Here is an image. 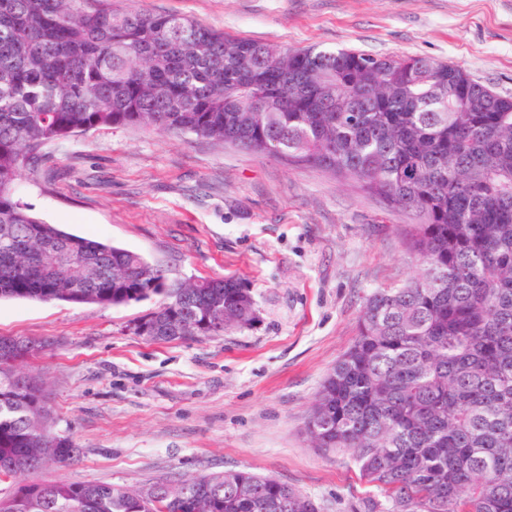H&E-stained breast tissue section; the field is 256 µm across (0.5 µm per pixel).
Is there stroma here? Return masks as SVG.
Segmentation results:
<instances>
[{"label": "stroma", "mask_w": 512, "mask_h": 512, "mask_svg": "<svg viewBox=\"0 0 512 512\" xmlns=\"http://www.w3.org/2000/svg\"><path fill=\"white\" fill-rule=\"evenodd\" d=\"M291 50L348 48L464 67L512 96V0H112ZM15 194L42 221L138 252L173 281L241 280L255 319L220 336L155 342L123 306L0 300V336L47 341L30 364L53 434L78 455L17 484L156 482L249 470L320 512H362L377 491L307 423L354 344L365 295L418 277L416 218L325 170L196 136L120 127L74 136L26 168Z\"/></svg>", "instance_id": "stroma-1"}]
</instances>
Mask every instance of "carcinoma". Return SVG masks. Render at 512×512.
Wrapping results in <instances>:
<instances>
[{
  "instance_id": "cac0c4a2",
  "label": "carcinoma",
  "mask_w": 512,
  "mask_h": 512,
  "mask_svg": "<svg viewBox=\"0 0 512 512\" xmlns=\"http://www.w3.org/2000/svg\"><path fill=\"white\" fill-rule=\"evenodd\" d=\"M121 126L261 150L352 178L417 218L419 279L366 296L354 345L309 424L391 503L364 512H512V97L460 65L285 50L110 0H0V298L121 306L155 341L222 336L253 304L240 281L169 282L140 254L41 221L14 185L41 150ZM96 277L80 280L86 268ZM44 344L0 336V481L66 462L40 379ZM22 485L0 512H319L276 479Z\"/></svg>"
}]
</instances>
